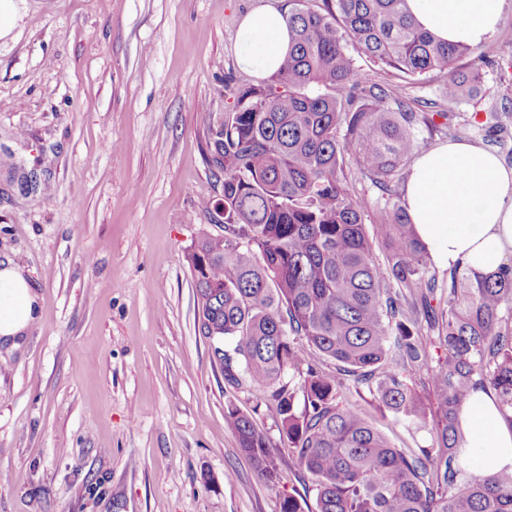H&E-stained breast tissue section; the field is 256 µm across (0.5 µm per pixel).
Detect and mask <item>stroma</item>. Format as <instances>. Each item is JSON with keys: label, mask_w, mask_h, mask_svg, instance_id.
I'll return each mask as SVG.
<instances>
[{"label": "stroma", "mask_w": 512, "mask_h": 512, "mask_svg": "<svg viewBox=\"0 0 512 512\" xmlns=\"http://www.w3.org/2000/svg\"><path fill=\"white\" fill-rule=\"evenodd\" d=\"M284 0H24L0 41V255L40 319L0 350V512H279L315 492L273 412L228 395L186 254L222 195L205 161L232 108L242 17ZM477 93L407 81L415 111L449 113L430 146L465 140L512 166V0L479 46ZM346 401L401 448L431 444L366 386ZM234 402L281 456L265 483L224 422Z\"/></svg>", "instance_id": "35a3bbf8"}]
</instances>
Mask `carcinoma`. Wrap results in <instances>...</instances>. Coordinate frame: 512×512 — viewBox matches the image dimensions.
Instances as JSON below:
<instances>
[{
	"label": "carcinoma",
	"mask_w": 512,
	"mask_h": 512,
	"mask_svg": "<svg viewBox=\"0 0 512 512\" xmlns=\"http://www.w3.org/2000/svg\"><path fill=\"white\" fill-rule=\"evenodd\" d=\"M308 2L285 0L291 44L276 72L257 85L224 81L234 106L210 129L206 153L222 199L201 201L208 213L224 210L223 233H202L188 253L198 334L216 344L227 387L245 380L253 411L273 410L312 479L315 512H512V472L474 471L459 421L484 389L512 423V267L477 278L455 267L436 285L393 184L427 142L419 126L446 128L448 113L437 125L398 85L356 65L359 56L406 79L439 73L440 97L454 103L476 93L484 58L421 30L406 0H322L319 11ZM463 57L467 72L455 69ZM349 160L384 200L374 238ZM421 314L443 350L434 366ZM226 340L231 353L219 347ZM409 366L431 371L432 416L404 376ZM350 380L428 429L431 446L409 454L341 404ZM224 420L259 477L275 483L277 453L253 417L230 402Z\"/></svg>",
	"instance_id": "1"
}]
</instances>
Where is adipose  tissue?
Wrapping results in <instances>:
<instances>
[{
  "label": "adipose tissue",
  "mask_w": 512,
  "mask_h": 512,
  "mask_svg": "<svg viewBox=\"0 0 512 512\" xmlns=\"http://www.w3.org/2000/svg\"><path fill=\"white\" fill-rule=\"evenodd\" d=\"M504 0H407L416 23L436 38L478 45L497 28ZM290 42L283 13L261 6L236 34L239 68L257 77L280 66ZM402 205L436 266L482 277L512 257V167L492 151L454 141L420 152ZM32 284L12 258L0 259V343L17 346L38 319ZM465 445L477 449L481 472L512 471V427L493 394L479 391L460 412Z\"/></svg>",
  "instance_id": "obj_1"
}]
</instances>
